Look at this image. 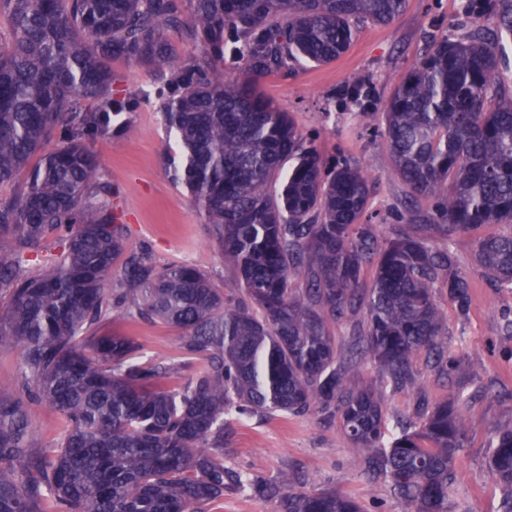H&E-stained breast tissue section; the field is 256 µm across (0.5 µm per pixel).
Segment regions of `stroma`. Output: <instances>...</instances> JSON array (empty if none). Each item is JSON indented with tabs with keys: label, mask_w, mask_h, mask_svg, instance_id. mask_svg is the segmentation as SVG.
<instances>
[{
	"label": "stroma",
	"mask_w": 512,
	"mask_h": 512,
	"mask_svg": "<svg viewBox=\"0 0 512 512\" xmlns=\"http://www.w3.org/2000/svg\"><path fill=\"white\" fill-rule=\"evenodd\" d=\"M449 29L459 35L466 32L460 0H408L392 24L358 23L351 47L338 59L304 62L288 72L262 76L258 83L268 99L314 138L323 158L342 157L365 172L371 193L362 221L372 225L378 237H389L398 229L432 247H448L459 271L470 276L467 310L449 301L446 289L436 292L448 326V351L460 361L453 378L439 375L421 353L413 359V382L397 391L384 389L381 399L389 421L416 422L427 405L464 395L465 437L456 459L455 510L498 512L501 489L489 472L488 442L493 429H512V287L494 283L478 266L474 233L443 236L433 199L412 196L387 160L385 140L377 132L381 113L364 114L344 102L329 104L324 99L328 90L359 74L372 80L381 98H389L408 65L425 54L435 35ZM111 68L119 89L137 100L130 114L135 131L128 137L96 139L90 147L100 175L119 191L118 210L128 228L127 251L146 253L159 269L171 264L196 266L215 287H234V267L225 262L209 225L185 192L176 188L162 162L167 132L155 90L168 73L166 66L144 67L116 58ZM105 328L131 337L141 347L142 360L181 363L189 374L203 364L202 357L184 354L180 329L144 319L136 310L110 313ZM65 428L64 418L52 406H35L27 456L51 453ZM224 465L239 473L243 483L225 490L212 512H281L279 496L258 494L251 483L274 484L283 476L297 492L348 495L362 512H412L352 447L339 419L314 410L225 415Z\"/></svg>",
	"instance_id": "35a3bbf8"
}]
</instances>
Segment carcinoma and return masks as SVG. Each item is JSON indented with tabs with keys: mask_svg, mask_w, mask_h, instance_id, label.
<instances>
[{
	"mask_svg": "<svg viewBox=\"0 0 512 512\" xmlns=\"http://www.w3.org/2000/svg\"><path fill=\"white\" fill-rule=\"evenodd\" d=\"M7 2L0 185L27 176L21 196L0 204V299H8L0 348H20L23 366L16 385L0 386V512H34L44 490L60 512H211L242 484L224 468V415L312 409L340 419L413 512H453L463 396L434 404L419 428L386 444L377 390L353 384L350 373L368 357L398 390L412 382L421 352L453 373L435 291L448 289L462 307L468 278L453 272L447 249L402 233L379 240L361 223L367 175L341 157L323 159L250 80L302 59L337 58L354 23H391L407 0ZM462 10L472 28L434 37L382 110L388 160L413 192L436 199L445 236L512 221V96L499 80L512 0H463ZM489 17L491 27L483 24ZM177 34L199 42L201 57L174 59ZM116 57L169 68L157 91L173 138L164 164L234 265L237 293L212 287L188 264L158 271L131 256L116 266L126 225L89 146L133 133L121 114L134 102L115 88L110 68ZM338 96L375 111V90L362 76L325 100ZM51 138L56 147L41 153ZM50 234L60 249L53 256L44 254ZM476 260L511 285L512 231L478 238ZM114 272L126 291L111 297L105 285ZM295 278L305 287L293 288ZM129 308L181 327L184 351L204 357L180 389L160 381L183 366L138 362L133 340L97 332L107 314ZM337 320L358 329L347 356L336 351ZM39 402L57 409L67 429L53 455L29 459L27 427ZM488 465L501 512H512V429L494 432ZM280 483L282 512H360L347 495L296 493L285 476Z\"/></svg>",
	"mask_w": 512,
	"mask_h": 512,
	"instance_id": "obj_1",
	"label": "carcinoma"
}]
</instances>
